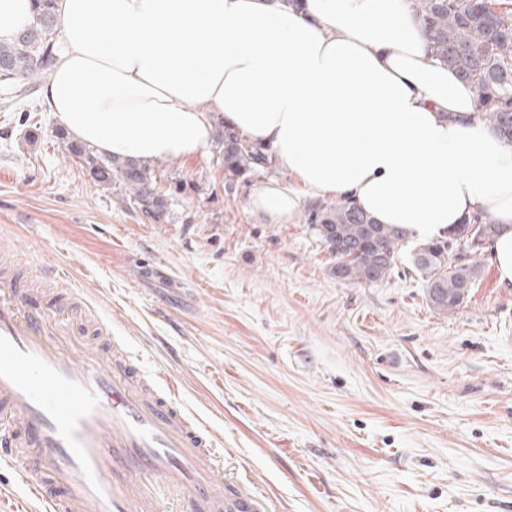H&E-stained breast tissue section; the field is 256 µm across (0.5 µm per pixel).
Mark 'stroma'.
<instances>
[{
  "mask_svg": "<svg viewBox=\"0 0 512 512\" xmlns=\"http://www.w3.org/2000/svg\"><path fill=\"white\" fill-rule=\"evenodd\" d=\"M57 128L40 89H0V253L65 273L144 375L177 380L225 479L266 512H512V287L492 258L440 312L414 242L359 284L303 211L256 212L255 190L294 185L282 165L230 181L215 143L155 160V223L122 185H94Z\"/></svg>",
  "mask_w": 512,
  "mask_h": 512,
  "instance_id": "35a3bbf8",
  "label": "stroma"
}]
</instances>
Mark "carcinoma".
Returning a JSON list of instances; mask_svg holds the SVG:
<instances>
[{"label":"carcinoma","instance_id":"1","mask_svg":"<svg viewBox=\"0 0 512 512\" xmlns=\"http://www.w3.org/2000/svg\"><path fill=\"white\" fill-rule=\"evenodd\" d=\"M411 7L430 35L433 56L474 84L480 120L512 142V7L503 3L496 9L491 0H411ZM56 23L55 0H36L34 23L13 40L0 42V84L11 97L28 96L32 84L53 70L60 51L54 38ZM218 125L228 178L259 174L272 166L267 149L224 127L222 121ZM57 138L82 162L93 183L110 187L117 181L146 219L157 222L165 216L168 199L158 193L147 166L133 159L101 156L85 144L68 140L61 129ZM305 221L335 255L336 268L344 269L345 279L357 283H377L388 277L406 239L405 232L374 223L348 201L336 205L312 201ZM496 233V225L468 217L448 237L414 248L410 261L424 278L430 306L451 313L468 299L481 268L473 259L460 261V255L483 254Z\"/></svg>","mask_w":512,"mask_h":512}]
</instances>
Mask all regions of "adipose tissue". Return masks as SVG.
<instances>
[{
    "instance_id": "adipose-tissue-1",
    "label": "adipose tissue",
    "mask_w": 512,
    "mask_h": 512,
    "mask_svg": "<svg viewBox=\"0 0 512 512\" xmlns=\"http://www.w3.org/2000/svg\"><path fill=\"white\" fill-rule=\"evenodd\" d=\"M56 14L42 97L78 142L180 162L207 150L220 116L299 184L255 192L270 223H291L304 193L418 240L478 213L512 285V143L433 58L410 0H57Z\"/></svg>"
}]
</instances>
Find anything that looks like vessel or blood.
<instances>
[{"mask_svg":"<svg viewBox=\"0 0 512 512\" xmlns=\"http://www.w3.org/2000/svg\"><path fill=\"white\" fill-rule=\"evenodd\" d=\"M25 299L0 275V464L41 512H161L155 483L179 494L182 512H262L254 495L229 490L217 440L171 404L175 384L144 385L110 324L99 325L109 352H79L57 336L68 300L46 313L24 310Z\"/></svg>","mask_w":512,"mask_h":512,"instance_id":"1","label":"vessel or blood"}]
</instances>
